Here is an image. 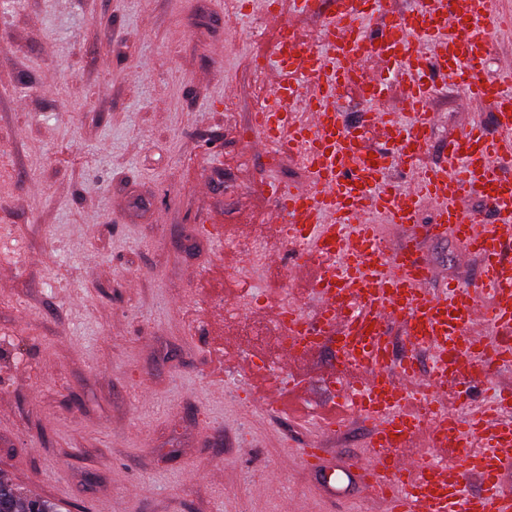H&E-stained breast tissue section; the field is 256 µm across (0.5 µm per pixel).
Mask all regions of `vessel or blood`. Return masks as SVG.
<instances>
[{"label": "vessel or blood", "mask_w": 512, "mask_h": 512, "mask_svg": "<svg viewBox=\"0 0 512 512\" xmlns=\"http://www.w3.org/2000/svg\"><path fill=\"white\" fill-rule=\"evenodd\" d=\"M386 21L376 32L366 22L374 15ZM512 28V14L494 16L487 0H471L460 10L435 8L419 0L409 13L396 15L384 0H336V9L322 24L321 45L307 43L288 21L275 25L272 35L273 65L288 76L273 86L268 102L257 108L256 131L265 144L303 159L311 188H283L267 184L273 201V220L287 230L306 255L321 259L323 268L311 282L324 305L315 320L289 313L286 331L298 344L292 354H304L319 346L333 317H341L343 342L339 351L351 369L367 371L368 377L353 389L355 407L376 427L368 460L356 461L335 472L318 449L307 448L302 460L309 470L321 473L328 486L354 476L360 484L387 498L394 512H512V492L501 484L507 468L495 449L512 442V423L501 424L487 438L486 448H471L472 437L482 435L481 420L468 426L432 414L421 420L416 404L424 395L435 394L449 379L470 382L489 377L483 360L493 350L501 360L512 359V261L503 256V242L494 229L477 234L476 216L456 207L459 198L480 192L485 203L512 223V176L502 165L512 160V68L485 74L489 43L495 28ZM448 42V54L427 59L419 47L425 41ZM374 58L389 68L392 77L406 85L403 108L408 124H396L386 112L369 110L366 126H395V154L368 148L358 129L345 125L339 112L330 108L342 89L351 88L360 98L381 97L385 85L369 76L364 59ZM451 73L469 103L479 106L493 101L501 138H488L480 127L449 139L445 167L431 174L414 175L407 183L391 179L394 161L414 165L431 134L428 103L435 86L433 72ZM315 87L308 109L315 122L289 126L287 113L275 108V100L295 95L300 85ZM432 204L437 215L435 234L452 229L466 254L481 257V283L452 287L432 295L423 285L430 277L429 265L413 244L386 253L376 232V218L390 224H412L417 206ZM497 298L488 313L495 332L492 348L470 341L471 312L483 291ZM401 316L413 342L432 352L434 369L424 387H417L413 357L392 364L379 319L381 308ZM429 427L438 444L452 446L463 455L465 467L448 480L434 481L429 474L435 455L424 452L406 457L402 448ZM482 482L480 492L464 495L470 477Z\"/></svg>", "instance_id": "vessel-or-blood-1"}]
</instances>
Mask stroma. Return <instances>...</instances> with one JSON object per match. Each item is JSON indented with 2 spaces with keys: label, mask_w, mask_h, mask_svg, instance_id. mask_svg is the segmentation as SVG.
<instances>
[{
  "label": "stroma",
  "mask_w": 512,
  "mask_h": 512,
  "mask_svg": "<svg viewBox=\"0 0 512 512\" xmlns=\"http://www.w3.org/2000/svg\"><path fill=\"white\" fill-rule=\"evenodd\" d=\"M261 3L0 0V471L60 512H390L359 485L329 495L299 458H363L372 423L337 345L282 359L277 315L314 317L318 267L290 276L260 191L307 170L239 133L270 84L251 67L271 49ZM437 86L427 171L494 111ZM404 96L336 107L404 123ZM433 220L423 205L427 290L476 283L481 259ZM456 390L437 406L469 422L512 363Z\"/></svg>",
  "instance_id": "35a3bbf8"
}]
</instances>
